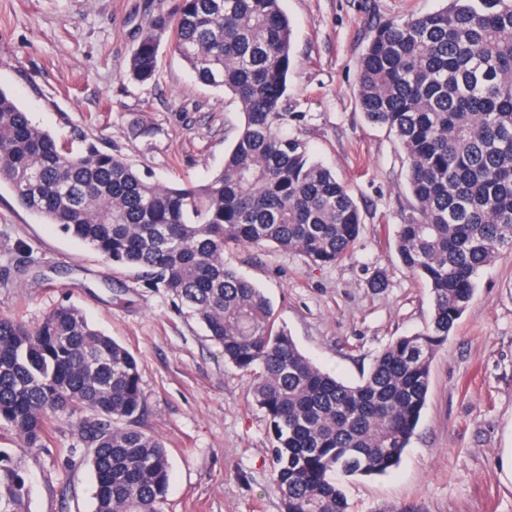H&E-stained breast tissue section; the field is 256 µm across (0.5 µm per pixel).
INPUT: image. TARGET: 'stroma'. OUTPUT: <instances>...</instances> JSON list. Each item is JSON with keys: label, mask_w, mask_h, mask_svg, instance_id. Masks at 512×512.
Instances as JSON below:
<instances>
[{"label": "stroma", "mask_w": 512, "mask_h": 512, "mask_svg": "<svg viewBox=\"0 0 512 512\" xmlns=\"http://www.w3.org/2000/svg\"><path fill=\"white\" fill-rule=\"evenodd\" d=\"M176 0H0V89L60 142L100 141L163 184L207 182L222 168L243 115L196 82L162 43L154 82L129 63L151 18ZM445 0H282L295 66L291 133L343 180L363 226L331 266L239 245L224 260L270 300L315 365L354 383L390 341L426 327V284L398 262L393 235L410 196L405 153L358 104L371 22L438 10ZM385 285L370 287L374 276ZM122 343L140 363L143 430L167 448L164 512H282L270 482L266 417L246 376L167 293L27 213L0 187V317L36 325L58 304ZM74 419L52 421L26 458L30 512H93V480ZM71 465H64L65 456ZM512 254L482 269L473 299L432 366L427 402L397 468L357 478L350 512H512Z\"/></svg>", "instance_id": "obj_1"}]
</instances>
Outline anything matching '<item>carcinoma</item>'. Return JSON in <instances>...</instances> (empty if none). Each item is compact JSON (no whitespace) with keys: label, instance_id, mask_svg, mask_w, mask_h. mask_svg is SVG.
Listing matches in <instances>:
<instances>
[{"label":"carcinoma","instance_id":"cac0c4a2","mask_svg":"<svg viewBox=\"0 0 512 512\" xmlns=\"http://www.w3.org/2000/svg\"><path fill=\"white\" fill-rule=\"evenodd\" d=\"M195 80L228 92L244 120L207 183L166 186L83 140L73 149L0 89V184L45 224L182 303L248 379L269 422L283 512H349L346 482L400 462L426 403L431 365L480 270L512 252V0H448L374 26L360 60L365 118L402 145L412 203L397 225L402 265L429 288L425 330L399 336L357 383L322 371L275 325L270 301L224 262L231 245L272 246L323 267L357 243L346 185L288 134L292 33L281 0H179L157 13L129 70L152 81L162 41ZM139 363L59 304L37 325L0 318V512H28L25 456L52 419L77 417L93 449L94 512H163L162 442L140 429Z\"/></svg>","mask_w":512,"mask_h":512}]
</instances>
